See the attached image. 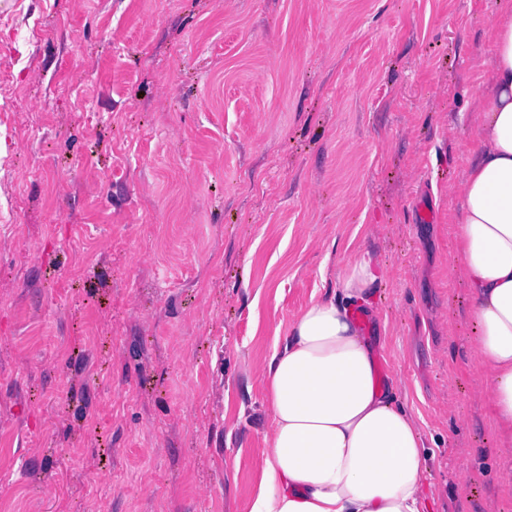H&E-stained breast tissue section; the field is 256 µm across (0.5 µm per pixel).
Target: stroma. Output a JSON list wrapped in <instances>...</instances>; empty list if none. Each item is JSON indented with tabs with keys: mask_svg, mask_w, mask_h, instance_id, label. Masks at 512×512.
<instances>
[{
	"mask_svg": "<svg viewBox=\"0 0 512 512\" xmlns=\"http://www.w3.org/2000/svg\"><path fill=\"white\" fill-rule=\"evenodd\" d=\"M502 8L0 0V512H243L262 368L359 247L435 512H512L448 269Z\"/></svg>",
	"mask_w": 512,
	"mask_h": 512,
	"instance_id": "stroma-1",
	"label": "stroma"
}]
</instances>
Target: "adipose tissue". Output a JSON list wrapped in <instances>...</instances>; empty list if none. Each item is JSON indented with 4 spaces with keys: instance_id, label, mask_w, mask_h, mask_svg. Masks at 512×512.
Listing matches in <instances>:
<instances>
[{
    "instance_id": "obj_1",
    "label": "adipose tissue",
    "mask_w": 512,
    "mask_h": 512,
    "mask_svg": "<svg viewBox=\"0 0 512 512\" xmlns=\"http://www.w3.org/2000/svg\"><path fill=\"white\" fill-rule=\"evenodd\" d=\"M476 148L456 215L453 276L469 288L477 328L471 363L489 394L495 468L512 492V5L495 27L490 93L475 106ZM385 271L355 250L336 286L288 326L261 378L265 450L246 512H430L427 452L417 421L378 381V357L357 313L376 314Z\"/></svg>"
}]
</instances>
